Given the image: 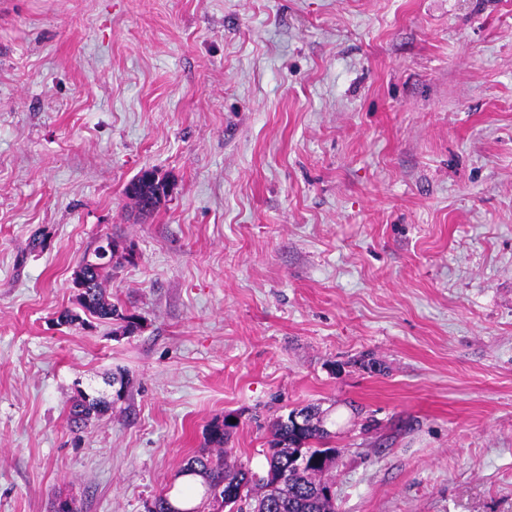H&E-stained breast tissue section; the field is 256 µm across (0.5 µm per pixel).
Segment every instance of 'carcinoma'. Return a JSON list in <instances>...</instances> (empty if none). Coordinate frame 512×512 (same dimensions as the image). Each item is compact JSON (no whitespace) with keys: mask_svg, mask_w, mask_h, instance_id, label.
I'll use <instances>...</instances> for the list:
<instances>
[{"mask_svg":"<svg viewBox=\"0 0 512 512\" xmlns=\"http://www.w3.org/2000/svg\"><path fill=\"white\" fill-rule=\"evenodd\" d=\"M125 194L139 211L151 214L167 198V184L137 175L125 186ZM85 274L89 275L91 281L89 301L80 304L78 313L71 310L61 312L59 320L73 323L81 319L83 314L98 320L117 317L127 322L125 329H130L132 321L119 313L105 291V283L112 278L111 267L87 266ZM110 406L111 403L105 398L80 391L68 411L67 424L77 427L91 413L104 414ZM232 427L234 424L225 421L212 423L207 440L220 454L215 457L206 453L192 455L183 461L178 474L204 479L205 495L214 502L233 490L242 491L236 498L237 512H243L245 506L248 512H336L333 497L324 494L330 489L324 475L333 463L334 449L318 447L329 436L326 429L317 426L296 429L288 424L285 417H278L272 426L271 448L266 456L267 469L265 474L259 475L248 467L227 462L223 448L228 429ZM280 476L288 482V496L272 499L267 495L266 488Z\"/></svg>","mask_w":512,"mask_h":512,"instance_id":"cac0c4a2","label":"carcinoma"}]
</instances>
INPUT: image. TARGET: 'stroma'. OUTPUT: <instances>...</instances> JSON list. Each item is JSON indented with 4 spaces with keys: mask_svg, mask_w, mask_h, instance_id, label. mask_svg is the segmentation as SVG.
<instances>
[{
    "mask_svg": "<svg viewBox=\"0 0 512 512\" xmlns=\"http://www.w3.org/2000/svg\"><path fill=\"white\" fill-rule=\"evenodd\" d=\"M107 238L133 330L56 325ZM310 404L337 512H512V0H0V512ZM143 171V170H142ZM138 173L125 186V194L143 214L155 212L168 196L167 182L144 179ZM110 406L111 403L104 397L79 391L68 411L67 424L70 427H79L84 422V416L88 417L92 412L104 414L110 409Z\"/></svg>",
    "mask_w": 512,
    "mask_h": 512,
    "instance_id": "1",
    "label": "stroma"
}]
</instances>
